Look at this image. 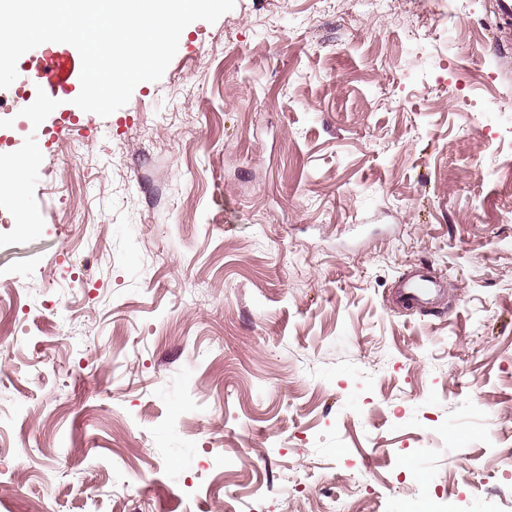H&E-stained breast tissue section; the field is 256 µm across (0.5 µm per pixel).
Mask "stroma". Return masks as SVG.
Here are the masks:
<instances>
[{
    "label": "stroma",
    "mask_w": 512,
    "mask_h": 512,
    "mask_svg": "<svg viewBox=\"0 0 512 512\" xmlns=\"http://www.w3.org/2000/svg\"><path fill=\"white\" fill-rule=\"evenodd\" d=\"M502 27L235 0L49 136L0 186V512H512ZM437 287V283L432 278L419 274L401 288L400 299L408 306H421L429 300Z\"/></svg>",
    "instance_id": "1"
}]
</instances>
